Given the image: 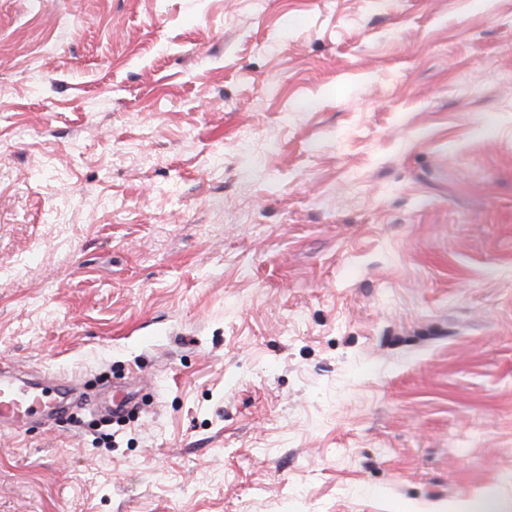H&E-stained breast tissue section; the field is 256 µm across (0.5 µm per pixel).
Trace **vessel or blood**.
<instances>
[{"label": "vessel or blood", "mask_w": 512, "mask_h": 512, "mask_svg": "<svg viewBox=\"0 0 512 512\" xmlns=\"http://www.w3.org/2000/svg\"><path fill=\"white\" fill-rule=\"evenodd\" d=\"M69 383L37 386L18 377H0V422L22 428L26 420L48 416L79 405Z\"/></svg>", "instance_id": "b4317fda"}]
</instances>
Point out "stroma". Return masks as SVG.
I'll use <instances>...</instances> for the list:
<instances>
[{"mask_svg": "<svg viewBox=\"0 0 512 512\" xmlns=\"http://www.w3.org/2000/svg\"><path fill=\"white\" fill-rule=\"evenodd\" d=\"M0 512H512V0H0ZM68 382L37 387L18 376L0 377V422L21 429L26 420L81 405Z\"/></svg>", "mask_w": 512, "mask_h": 512, "instance_id": "obj_1", "label": "stroma"}]
</instances>
